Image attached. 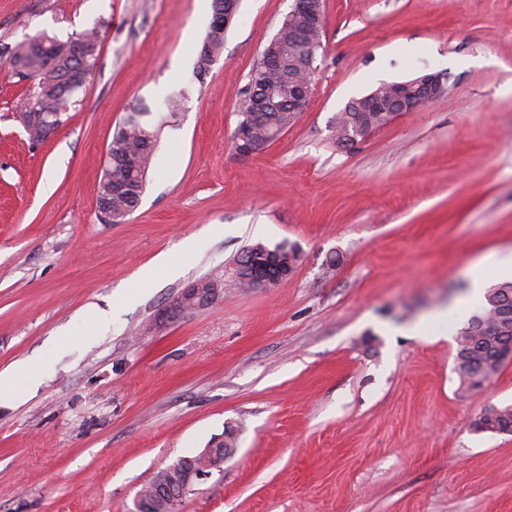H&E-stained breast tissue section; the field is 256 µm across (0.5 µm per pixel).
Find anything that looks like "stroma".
Masks as SVG:
<instances>
[{
    "instance_id": "35a3bbf8",
    "label": "stroma",
    "mask_w": 512,
    "mask_h": 512,
    "mask_svg": "<svg viewBox=\"0 0 512 512\" xmlns=\"http://www.w3.org/2000/svg\"><path fill=\"white\" fill-rule=\"evenodd\" d=\"M290 5L239 0L200 83L213 10L198 0H0V371L41 375L0 400V512H139L158 470L229 426L234 452L176 512H512V433L472 427L512 405V357L461 387V321H427L512 250V0H325L308 107L242 156L249 75ZM90 28L85 89L32 142L9 50ZM428 73L447 98L337 143L348 102ZM183 88L138 206L104 221L113 134ZM257 243L297 248L287 282L235 284ZM162 257L174 273L144 284ZM217 269L223 298L164 318Z\"/></svg>"
}]
</instances>
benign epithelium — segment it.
<instances>
[{"label": "benign epithelium", "instance_id": "benign-epithelium-1", "mask_svg": "<svg viewBox=\"0 0 512 512\" xmlns=\"http://www.w3.org/2000/svg\"><path fill=\"white\" fill-rule=\"evenodd\" d=\"M288 25L276 32L269 45L264 50L265 67L281 69L288 66L289 70L304 69L303 79L288 80V103L293 110L302 112L314 90L315 59L312 53V43L302 40L303 30L295 24L302 20L310 30L324 29L326 15L324 0H293L288 12ZM448 94L447 84L438 73L425 74L414 80H404L383 83L369 94L350 101L345 107L346 112H384L390 117L399 113L412 112L429 103L443 99ZM294 270L288 263L263 255L251 258L247 276L244 280L250 288H268L281 284L293 275ZM221 293L217 288H205L197 282L182 290L172 301L164 315L169 317H184L218 299ZM233 449L227 448L223 440L213 442L208 448L193 457H184L168 466V470L179 472L189 471L185 480L179 481V488L149 487V495L155 500H166L171 506H176L186 493L187 488L196 481L212 475L220 470L224 459L229 457Z\"/></svg>", "mask_w": 512, "mask_h": 512}]
</instances>
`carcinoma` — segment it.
Instances as JSON below:
<instances>
[{
  "mask_svg": "<svg viewBox=\"0 0 512 512\" xmlns=\"http://www.w3.org/2000/svg\"><path fill=\"white\" fill-rule=\"evenodd\" d=\"M76 42L85 45V53L79 58L69 56L70 46ZM99 50V33L95 29L67 40L45 34L37 35L8 50L13 74L21 80L32 78L37 85V99L29 112H55L58 117L50 116L48 120L55 125L61 124L62 115L71 97L80 90V87L72 88L57 100L54 94L57 80L67 68L84 73L90 72L96 63ZM223 50L224 33L208 32L195 63L194 73L197 81H203L209 73V69L203 68L202 65L205 57L210 55L217 58ZM287 81L288 72L285 70L278 73L258 66L252 71L241 105L238 126L247 129L254 142L275 140L298 118L299 113L288 111V105L284 104L286 96L277 91L275 100L278 101V105L269 113L270 120L265 124L253 123L251 91L261 85L280 88ZM151 114L152 111L147 106L134 108L113 135L103 176L97 188L98 208L108 222L114 218L126 219L138 206L161 131V128L150 124L148 117ZM361 115L364 116L365 123L376 129L388 124L385 114L379 116L375 112H340L336 116V125L344 128ZM114 179L126 182L129 190L123 194H112ZM503 309L512 313V281L499 282L489 288L483 306L467 322L468 332L458 335L457 354L462 361L456 365V372L461 384H466L473 377L486 378L495 375L501 366L497 358L498 353L506 348H512V333H500L490 328L488 324L479 325V322L490 318L492 313ZM472 426L474 430L484 433H512V406L489 409L475 419Z\"/></svg>",
  "mask_w": 512,
  "mask_h": 512,
  "instance_id": "cac0c4a2",
  "label": "carcinoma"
}]
</instances>
